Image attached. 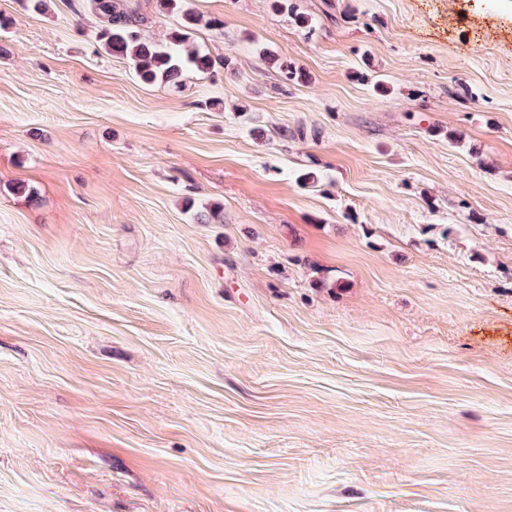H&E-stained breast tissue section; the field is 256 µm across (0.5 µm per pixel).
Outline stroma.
<instances>
[{"label": "stroma", "instance_id": "obj_1", "mask_svg": "<svg viewBox=\"0 0 512 512\" xmlns=\"http://www.w3.org/2000/svg\"><path fill=\"white\" fill-rule=\"evenodd\" d=\"M77 2L0 0V512H512V0H190L180 92Z\"/></svg>", "mask_w": 512, "mask_h": 512}]
</instances>
